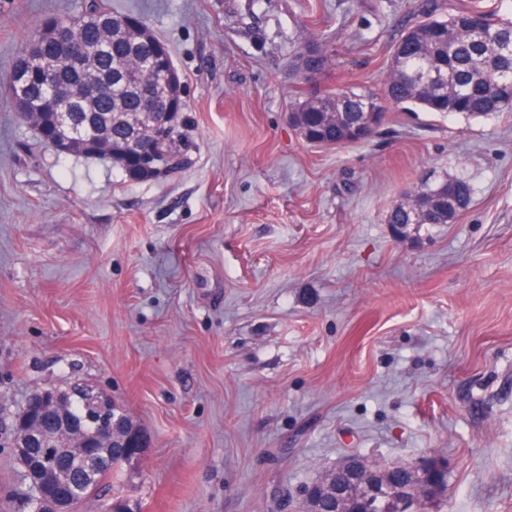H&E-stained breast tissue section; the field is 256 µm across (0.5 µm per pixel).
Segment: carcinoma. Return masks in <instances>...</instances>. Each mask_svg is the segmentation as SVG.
<instances>
[{
  "label": "carcinoma",
  "mask_w": 512,
  "mask_h": 512,
  "mask_svg": "<svg viewBox=\"0 0 512 512\" xmlns=\"http://www.w3.org/2000/svg\"><path fill=\"white\" fill-rule=\"evenodd\" d=\"M98 13L112 23V28H93L83 23V15ZM126 14L112 12L105 0H87L83 13L67 18L52 19L49 31L42 27L30 36L20 50L14 68H19L31 49L38 45L42 52L61 59L54 71L30 69L23 77L27 97L40 106L42 137L57 134L56 106L45 95L51 81L69 84L82 76L81 70L66 60L71 47L93 49L102 43L107 51L92 58L87 73L100 79H112V98L97 103H84L85 113L111 117L106 134L111 137L112 158L109 163L130 180L145 181L149 176L135 168L128 152L134 146L126 138V123L131 113L140 111L144 98H167L164 85L154 81V75L142 70L152 65L161 71L173 64L170 54L159 53L162 42L155 36L131 37L121 31ZM512 22H503L493 9L482 6V0H468L462 6L450 8L448 0H424L420 18L398 34L388 61L383 93L354 90L336 92L309 86L315 77L333 64L334 49L327 44L314 43L318 57L299 51L297 68L306 88L295 98L299 134L316 139L323 146H342L350 143L346 133L356 122L353 112H364L373 106L383 112L393 104L413 112L441 115L457 114L479 118L499 112H512ZM436 188L417 202L421 208L430 207L435 223H448V207L454 200L471 201L473 188L464 179L449 180L436 177ZM140 447L138 439L128 448H100L97 455L104 465L86 470L78 460L60 471L62 481L77 484L82 498L78 507L97 495L115 469ZM392 480L414 491L423 474L396 470Z\"/></svg>",
  "instance_id": "1"
}]
</instances>
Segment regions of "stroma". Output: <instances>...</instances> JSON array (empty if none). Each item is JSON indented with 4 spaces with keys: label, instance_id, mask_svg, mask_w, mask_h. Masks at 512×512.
Listing matches in <instances>:
<instances>
[{
    "label": "stroma",
    "instance_id": "1",
    "mask_svg": "<svg viewBox=\"0 0 512 512\" xmlns=\"http://www.w3.org/2000/svg\"><path fill=\"white\" fill-rule=\"evenodd\" d=\"M163 40L188 162L130 181L57 154L0 88V512H29L12 417L33 390L111 394L143 438L100 500L138 512H305L355 454L436 460L423 512H512V112L389 108L364 142L289 125L298 50L322 89L380 90L422 0H109ZM0 0V79L47 15ZM468 181L451 224H390L427 171ZM319 50L318 57L305 55L304 51L296 54L297 68L302 76V84L311 83L317 75L323 74L333 64L335 57L334 49L330 45L322 43H311Z\"/></svg>",
    "mask_w": 512,
    "mask_h": 512
}]
</instances>
